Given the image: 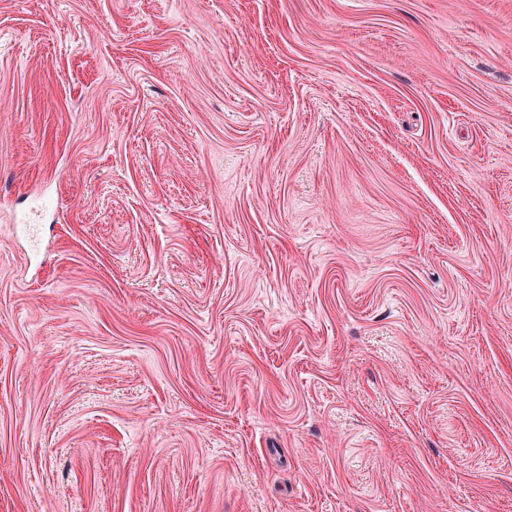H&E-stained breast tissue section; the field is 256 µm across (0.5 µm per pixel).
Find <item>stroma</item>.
<instances>
[{"instance_id": "stroma-1", "label": "stroma", "mask_w": 512, "mask_h": 512, "mask_svg": "<svg viewBox=\"0 0 512 512\" xmlns=\"http://www.w3.org/2000/svg\"><path fill=\"white\" fill-rule=\"evenodd\" d=\"M0 512H512V0H0Z\"/></svg>"}]
</instances>
